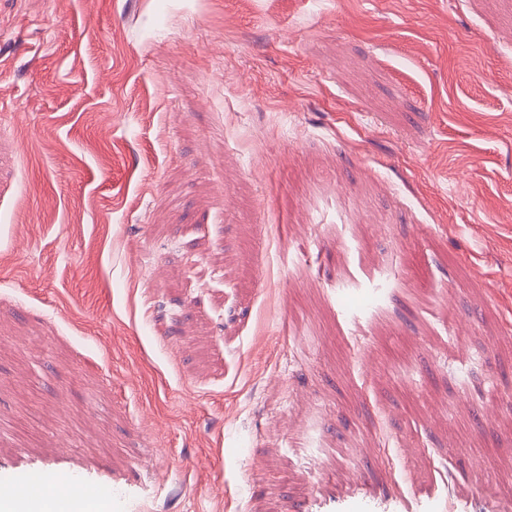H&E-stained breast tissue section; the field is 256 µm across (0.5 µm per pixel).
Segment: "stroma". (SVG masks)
Returning a JSON list of instances; mask_svg holds the SVG:
<instances>
[{
    "mask_svg": "<svg viewBox=\"0 0 512 512\" xmlns=\"http://www.w3.org/2000/svg\"><path fill=\"white\" fill-rule=\"evenodd\" d=\"M484 376L503 404L451 409ZM27 473L105 512H512V0H0Z\"/></svg>",
    "mask_w": 512,
    "mask_h": 512,
    "instance_id": "stroma-1",
    "label": "stroma"
}]
</instances>
